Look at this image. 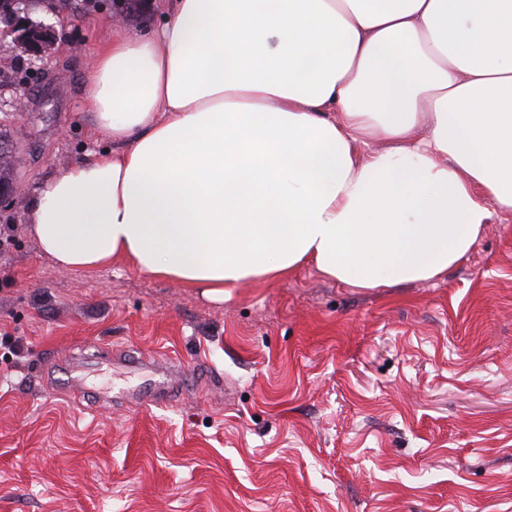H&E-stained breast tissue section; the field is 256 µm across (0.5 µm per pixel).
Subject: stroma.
Returning a JSON list of instances; mask_svg holds the SVG:
<instances>
[{
  "mask_svg": "<svg viewBox=\"0 0 512 512\" xmlns=\"http://www.w3.org/2000/svg\"><path fill=\"white\" fill-rule=\"evenodd\" d=\"M142 2L38 0L54 46L34 61L0 41L17 147L0 203V512H512V215L434 281L359 289L304 267L221 302L119 258L64 270L41 251L29 206L111 150L83 75L109 23L159 28ZM80 353L103 359L73 389ZM133 359L172 368V401L123 399L159 380Z\"/></svg>",
  "mask_w": 512,
  "mask_h": 512,
  "instance_id": "35a3bbf8",
  "label": "stroma"
}]
</instances>
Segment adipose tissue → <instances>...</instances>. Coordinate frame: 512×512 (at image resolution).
Masks as SVG:
<instances>
[{"mask_svg":"<svg viewBox=\"0 0 512 512\" xmlns=\"http://www.w3.org/2000/svg\"><path fill=\"white\" fill-rule=\"evenodd\" d=\"M112 150L30 231L221 301L305 265L353 288L447 274L512 214V0H170L85 72Z\"/></svg>","mask_w":512,"mask_h":512,"instance_id":"ef3b65f1","label":"adipose tissue"}]
</instances>
